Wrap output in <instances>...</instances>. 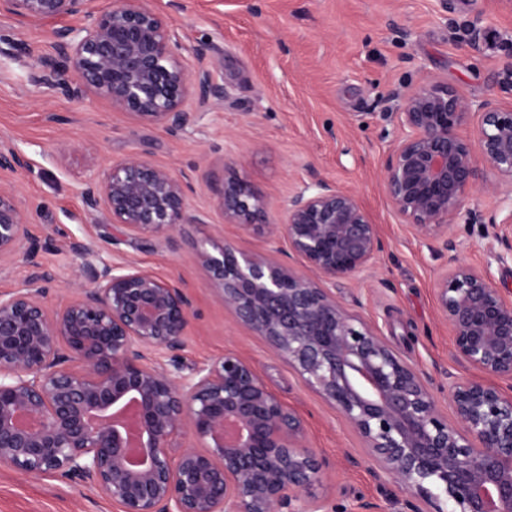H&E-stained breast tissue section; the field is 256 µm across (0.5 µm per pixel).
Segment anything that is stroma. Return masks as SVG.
<instances>
[{
	"mask_svg": "<svg viewBox=\"0 0 512 512\" xmlns=\"http://www.w3.org/2000/svg\"><path fill=\"white\" fill-rule=\"evenodd\" d=\"M179 28L186 48L210 43L205 65L232 83L209 111L188 103L179 133L112 110L94 96L69 100L35 84L38 58L51 52L54 24L21 25L0 15V146L27 161L9 181L25 203L31 244L52 269L48 300L58 306L86 281L66 245L83 240L103 258L130 262L182 288L191 327L182 356L202 362L227 352L251 361L283 403L298 414L325 463L329 512H410L396 485L367 458L348 425L216 297L195 260L197 246L225 239L247 253L280 249L264 229L231 223L217 200L225 181L247 182L282 222L292 192L311 174L352 191L379 228L374 266L337 281V298L362 316L426 376L445 413L448 385L474 371L455 356L436 300L437 276L460 260L486 265L484 231L458 225L464 249L419 237L401 223L383 191L394 126L393 93L430 79L470 99L512 104V0H143ZM139 154L184 177L202 223L140 244L106 210H87L86 181ZM0 512H118L100 492L51 477L30 478L0 466Z\"/></svg>",
	"mask_w": 512,
	"mask_h": 512,
	"instance_id": "obj_1",
	"label": "stroma"
}]
</instances>
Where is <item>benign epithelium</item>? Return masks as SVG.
<instances>
[{
  "label": "benign epithelium",
  "instance_id": "7a95c632",
  "mask_svg": "<svg viewBox=\"0 0 512 512\" xmlns=\"http://www.w3.org/2000/svg\"><path fill=\"white\" fill-rule=\"evenodd\" d=\"M0 0V12L44 23L83 15L86 26L53 32L52 51L34 80L67 98L94 94L112 109L182 131L194 99L224 100L225 84L205 66L189 72L181 33L141 0ZM74 78H66L67 73ZM395 136L383 188L416 234L460 247L448 230L479 216L463 201L489 171L502 194L490 256L512 260V108L476 102L441 83L394 96ZM0 148V173L24 168ZM112 223L145 237L201 224L181 179L132 155L82 191ZM225 218L266 224L303 261L296 269L270 254L233 246L200 248L197 261L224 307L262 338L361 437L369 460L426 512H512V395L480 379L448 386L455 419L418 368L332 285L373 264L377 225L356 195L311 173L288 198L285 221L266 223V204L247 183L226 181ZM16 190L0 186V266L25 257L23 287L0 293V464L26 476L55 475L97 489L121 512H328L313 487L323 460L292 413L251 362L228 353L184 364L190 302L176 285L133 264L89 261L91 282L63 307L45 299L54 275L36 260ZM456 355L512 383V299L490 267L454 260L436 280Z\"/></svg>",
  "mask_w": 512,
  "mask_h": 512
}]
</instances>
